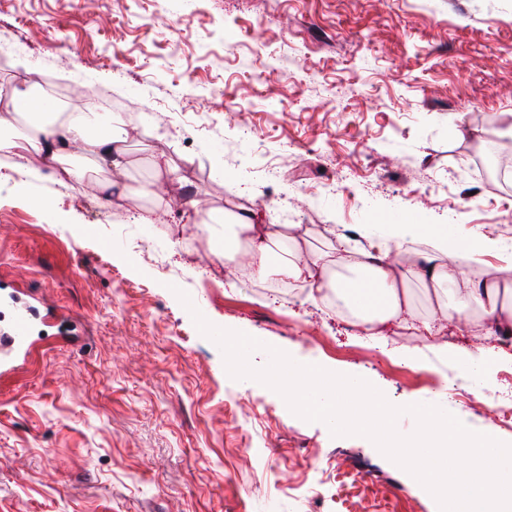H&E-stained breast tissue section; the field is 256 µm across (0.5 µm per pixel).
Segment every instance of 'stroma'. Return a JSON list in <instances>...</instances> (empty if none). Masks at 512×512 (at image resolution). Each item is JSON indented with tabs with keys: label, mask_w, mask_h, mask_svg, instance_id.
<instances>
[{
	"label": "stroma",
	"mask_w": 512,
	"mask_h": 512,
	"mask_svg": "<svg viewBox=\"0 0 512 512\" xmlns=\"http://www.w3.org/2000/svg\"><path fill=\"white\" fill-rule=\"evenodd\" d=\"M30 71L77 89L58 111L104 95L157 127L130 147V185L166 154L194 170L200 212L257 210L313 247L408 212L512 247V189L470 166L512 110V0H7L0 88ZM12 166L0 154V297L32 292L57 319L0 380V512H439L369 439L231 379L180 290L216 326L512 440V363L463 374L394 322L364 344L301 287L229 284L205 225L144 224L153 199Z\"/></svg>",
	"instance_id": "stroma-1"
}]
</instances>
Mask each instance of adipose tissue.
I'll list each match as a JSON object with an SVG mask.
<instances>
[{"instance_id":"obj_1","label":"adipose tissue","mask_w":512,"mask_h":512,"mask_svg":"<svg viewBox=\"0 0 512 512\" xmlns=\"http://www.w3.org/2000/svg\"><path fill=\"white\" fill-rule=\"evenodd\" d=\"M10 103V112L0 115V152L15 156L18 168L38 156L65 164L71 180L98 192L126 185L130 132L121 117L86 111L69 113L61 121L50 112L34 120L40 100L25 84L12 89ZM103 166L111 174L104 184L91 177ZM151 168L154 177L142 186V194L168 212L182 206V182L174 178L169 159L153 155ZM209 221L214 225L215 255L235 260L248 278L276 275L301 284L312 301L334 294L366 335H376L383 322L413 317V283L434 298V319L455 316L467 321L475 316L490 330L512 333V273L498 267L479 282L462 273L464 262L500 247L477 233L460 235L449 232L447 225L419 224L406 217L384 224L381 233L366 232V244L339 236L325 248L312 249L301 246L298 225L284 230L264 223L256 210L222 211ZM416 239L425 240L428 249L412 258L405 247ZM341 268L347 269V276H338Z\"/></svg>"}]
</instances>
